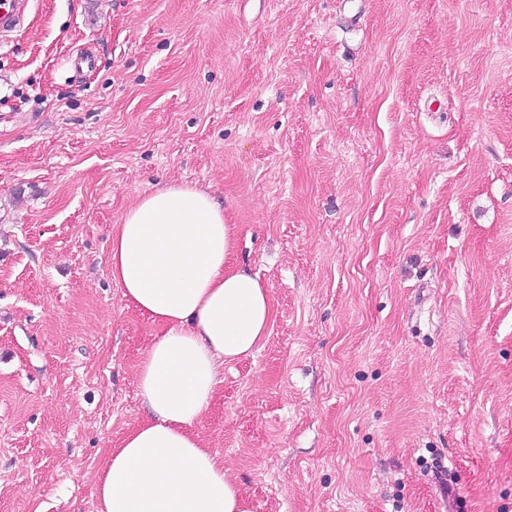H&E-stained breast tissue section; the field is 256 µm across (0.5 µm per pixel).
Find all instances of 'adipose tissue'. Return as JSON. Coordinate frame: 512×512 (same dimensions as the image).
<instances>
[{
    "mask_svg": "<svg viewBox=\"0 0 512 512\" xmlns=\"http://www.w3.org/2000/svg\"><path fill=\"white\" fill-rule=\"evenodd\" d=\"M234 249L222 204L195 185L143 194L114 225L111 275L161 333L139 368L147 416L106 458L98 512H249L197 431L225 363L250 355L274 316L268 288L234 265Z\"/></svg>",
    "mask_w": 512,
    "mask_h": 512,
    "instance_id": "obj_1",
    "label": "adipose tissue"
}]
</instances>
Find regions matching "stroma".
<instances>
[{"instance_id": "stroma-1", "label": "stroma", "mask_w": 512, "mask_h": 512, "mask_svg": "<svg viewBox=\"0 0 512 512\" xmlns=\"http://www.w3.org/2000/svg\"><path fill=\"white\" fill-rule=\"evenodd\" d=\"M361 2L36 0L0 45V512H96L160 332L109 231L173 183L273 301L197 427L251 512H512V0Z\"/></svg>"}]
</instances>
